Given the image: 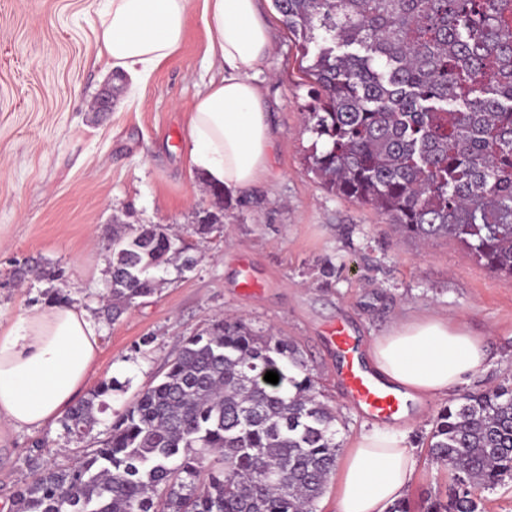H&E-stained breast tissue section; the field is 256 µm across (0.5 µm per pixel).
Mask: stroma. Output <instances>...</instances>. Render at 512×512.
Segmentation results:
<instances>
[{
  "mask_svg": "<svg viewBox=\"0 0 512 512\" xmlns=\"http://www.w3.org/2000/svg\"><path fill=\"white\" fill-rule=\"evenodd\" d=\"M101 7L102 0H0V320L56 292L99 316L116 224L172 226L195 263L155 271L154 295L101 322L93 381H114L108 411L81 441L67 438L57 419L14 433L0 447V502L10 503L34 465L71 466L104 438L113 410L158 381L183 338L221 314L295 343L339 415L344 446L375 422L336 379L327 340L336 322L365 343L409 313L464 318L487 356L459 393L512 381V276L492 273L451 240L421 246L403 238L386 217L327 192L309 172V87L273 0H260L272 43L260 76L275 133L271 175L230 198L221 230L206 236L195 231L197 215L215 200L190 164L188 127L198 94L223 71L209 60L204 0H191L179 49L140 92L121 87L108 112L91 109L115 75L97 41ZM29 260L62 270V279L17 284L13 273ZM245 273L257 289L240 288ZM444 403L425 402L406 429L415 469L405 496L414 512L452 481L428 460L427 435Z\"/></svg>",
  "mask_w": 512,
  "mask_h": 512,
  "instance_id": "obj_1",
  "label": "stroma"
}]
</instances>
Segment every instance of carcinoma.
I'll use <instances>...</instances> for the list:
<instances>
[{
    "label": "carcinoma",
    "instance_id": "cac0c4a2",
    "mask_svg": "<svg viewBox=\"0 0 512 512\" xmlns=\"http://www.w3.org/2000/svg\"><path fill=\"white\" fill-rule=\"evenodd\" d=\"M311 85L310 171L421 244L458 242L512 276V0H274ZM187 247L161 224L112 235L104 296L117 319ZM279 375L275 385L264 380ZM110 382L71 406L82 438ZM336 411L297 346L221 318L71 467L45 466L13 512H317L336 472ZM431 461L452 473L425 512H479L472 487L512 480V385L439 409Z\"/></svg>",
    "mask_w": 512,
    "mask_h": 512
}]
</instances>
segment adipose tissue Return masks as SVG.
<instances>
[{
  "instance_id": "1",
  "label": "adipose tissue",
  "mask_w": 512,
  "mask_h": 512,
  "mask_svg": "<svg viewBox=\"0 0 512 512\" xmlns=\"http://www.w3.org/2000/svg\"><path fill=\"white\" fill-rule=\"evenodd\" d=\"M98 39L133 85L179 48L189 0H104ZM211 56L224 66L197 99L189 159L225 195L267 178L274 145L258 76L271 49L258 0H204ZM100 350L91 315L49 302L0 322V446L13 431L57 418L85 389ZM466 320L434 312L405 315L374 337L366 360L404 400L419 403L462 384L485 359ZM415 459L401 425L354 437L336 469V512H388L403 497Z\"/></svg>"
}]
</instances>
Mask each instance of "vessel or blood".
Instances as JSON below:
<instances>
[{"mask_svg":"<svg viewBox=\"0 0 512 512\" xmlns=\"http://www.w3.org/2000/svg\"><path fill=\"white\" fill-rule=\"evenodd\" d=\"M329 342L339 358L338 378L349 400L366 414L387 422L401 409V396L360 360V343L344 323L327 331Z\"/></svg>","mask_w":512,"mask_h":512,"instance_id":"vessel-or-blood-1","label":"vessel or blood"}]
</instances>
